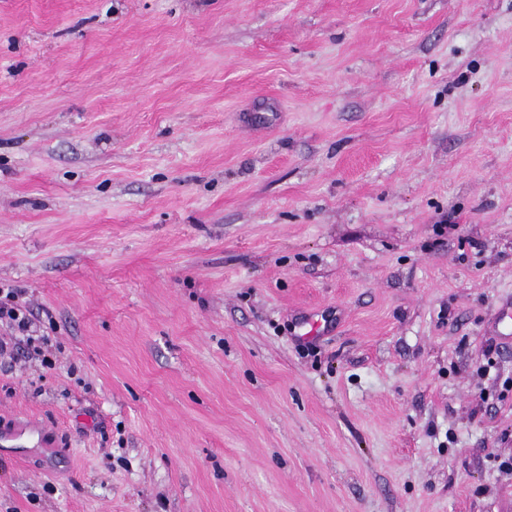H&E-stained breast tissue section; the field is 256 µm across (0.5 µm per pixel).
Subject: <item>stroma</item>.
Returning <instances> with one entry per match:
<instances>
[{
	"label": "stroma",
	"instance_id": "stroma-1",
	"mask_svg": "<svg viewBox=\"0 0 512 512\" xmlns=\"http://www.w3.org/2000/svg\"><path fill=\"white\" fill-rule=\"evenodd\" d=\"M9 288L0 512H512V0H0ZM29 311H22L15 304H9L8 302L0 303V322L6 321L8 327L11 329V338L9 341L5 339H0V357H4L8 355L10 358H14V350L21 349V345H25V347L29 350L38 351V346L35 345L36 342L40 341V338H35L33 336V330H31L34 322L27 314Z\"/></svg>",
	"mask_w": 512,
	"mask_h": 512
}]
</instances>
